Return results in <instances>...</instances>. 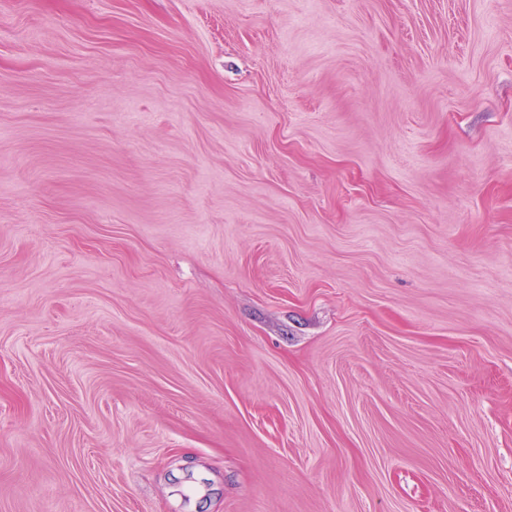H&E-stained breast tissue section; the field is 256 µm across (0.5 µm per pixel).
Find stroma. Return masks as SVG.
<instances>
[{"instance_id":"obj_1","label":"stroma","mask_w":512,"mask_h":512,"mask_svg":"<svg viewBox=\"0 0 512 512\" xmlns=\"http://www.w3.org/2000/svg\"><path fill=\"white\" fill-rule=\"evenodd\" d=\"M0 512H512V0H0Z\"/></svg>"}]
</instances>
